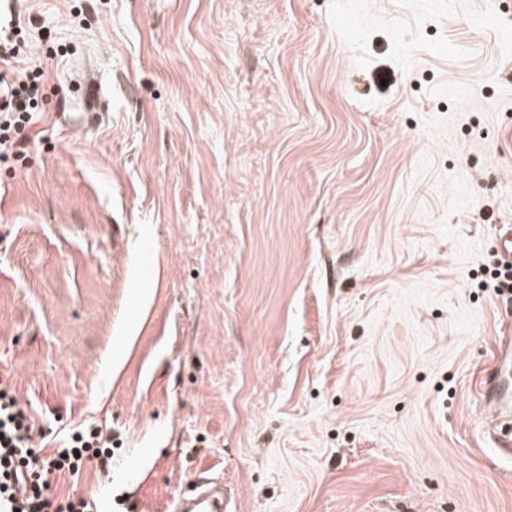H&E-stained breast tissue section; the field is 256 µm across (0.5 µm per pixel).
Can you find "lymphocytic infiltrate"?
<instances>
[{
	"mask_svg": "<svg viewBox=\"0 0 512 512\" xmlns=\"http://www.w3.org/2000/svg\"><path fill=\"white\" fill-rule=\"evenodd\" d=\"M26 42L19 19H0V160L24 147L23 132L37 122L42 96L39 68L19 62ZM112 469V444L100 428L84 425L52 449L36 447L35 425L20 407L8 379L0 378V512H85L83 498L52 489L50 480H78L87 461Z\"/></svg>",
	"mask_w": 512,
	"mask_h": 512,
	"instance_id": "1",
	"label": "lymphocytic infiltrate"
}]
</instances>
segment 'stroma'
<instances>
[{"label": "stroma", "mask_w": 512, "mask_h": 512, "mask_svg": "<svg viewBox=\"0 0 512 512\" xmlns=\"http://www.w3.org/2000/svg\"><path fill=\"white\" fill-rule=\"evenodd\" d=\"M16 10L45 115L0 163V370L48 446L112 433L58 488L512 512L473 285L512 225V0Z\"/></svg>", "instance_id": "obj_1"}]
</instances>
